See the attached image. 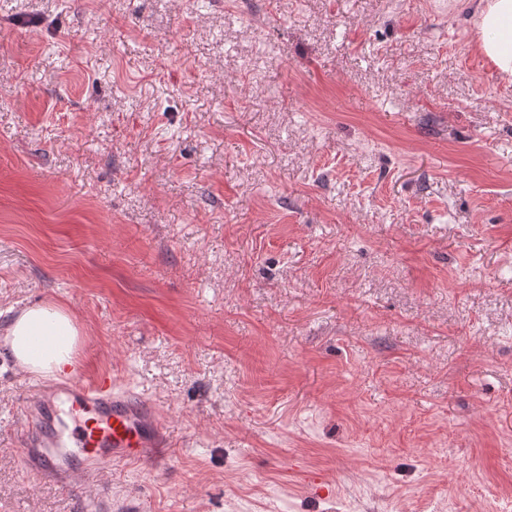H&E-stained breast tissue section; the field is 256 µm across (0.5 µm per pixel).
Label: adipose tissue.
Listing matches in <instances>:
<instances>
[{"instance_id":"obj_1","label":"adipose tissue","mask_w":512,"mask_h":512,"mask_svg":"<svg viewBox=\"0 0 512 512\" xmlns=\"http://www.w3.org/2000/svg\"><path fill=\"white\" fill-rule=\"evenodd\" d=\"M478 46L503 79L512 81V0H477ZM79 331L69 313L54 304L24 309L11 323L6 345L26 370L39 375L71 364Z\"/></svg>"}]
</instances>
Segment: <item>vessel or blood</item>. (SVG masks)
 Returning a JSON list of instances; mask_svg holds the SVG:
<instances>
[{
	"label": "vessel or blood",
	"instance_id": "obj_1",
	"mask_svg": "<svg viewBox=\"0 0 512 512\" xmlns=\"http://www.w3.org/2000/svg\"><path fill=\"white\" fill-rule=\"evenodd\" d=\"M20 457L34 474L70 491L77 477L102 478L113 465L162 447L160 422L143 399L117 389L111 376L85 381L72 370L61 382L27 396Z\"/></svg>",
	"mask_w": 512,
	"mask_h": 512
}]
</instances>
